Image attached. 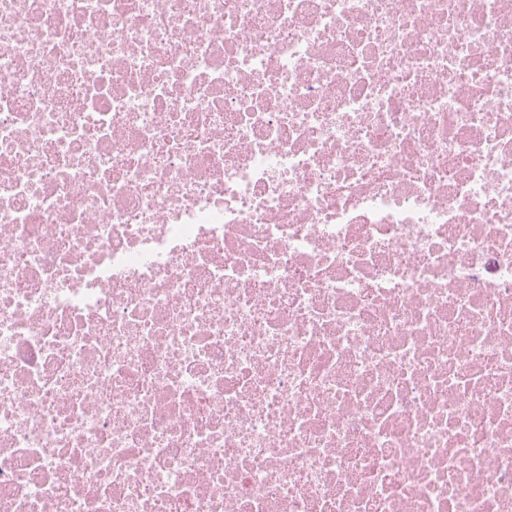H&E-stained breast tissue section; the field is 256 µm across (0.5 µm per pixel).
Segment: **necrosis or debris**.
<instances>
[{"label":"necrosis or debris","mask_w":512,"mask_h":512,"mask_svg":"<svg viewBox=\"0 0 512 512\" xmlns=\"http://www.w3.org/2000/svg\"><path fill=\"white\" fill-rule=\"evenodd\" d=\"M0 512H512V0H0Z\"/></svg>","instance_id":"4bbe7bcc"}]
</instances>
